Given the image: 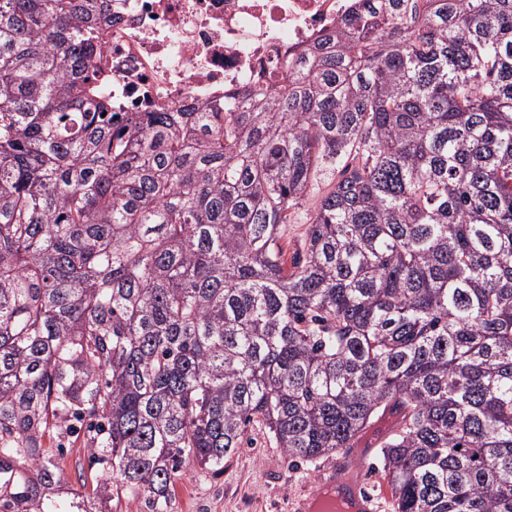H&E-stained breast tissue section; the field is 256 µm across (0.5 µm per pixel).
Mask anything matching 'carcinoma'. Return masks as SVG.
I'll return each instance as SVG.
<instances>
[{"instance_id":"carcinoma-1","label":"carcinoma","mask_w":512,"mask_h":512,"mask_svg":"<svg viewBox=\"0 0 512 512\" xmlns=\"http://www.w3.org/2000/svg\"><path fill=\"white\" fill-rule=\"evenodd\" d=\"M103 2L0 0V512H170L252 424L315 466L385 415L384 512H512V0H376L120 126ZM333 178L334 176L328 172L321 176L307 193L306 198L302 200V205L292 213L288 224L283 225L285 235L281 243L288 245L289 255H292L294 251L300 249L303 245L309 228V224H306L308 210L331 187ZM69 447L64 451L62 459L58 460L65 480L68 485L79 488L84 480L88 479V488L89 485L91 488L90 476L93 477V473L90 475L89 449L84 448L80 442L71 444Z\"/></svg>"}]
</instances>
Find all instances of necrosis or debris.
Listing matches in <instances>:
<instances>
[{
	"label": "necrosis or debris",
	"instance_id": "necrosis-or-debris-1",
	"mask_svg": "<svg viewBox=\"0 0 512 512\" xmlns=\"http://www.w3.org/2000/svg\"><path fill=\"white\" fill-rule=\"evenodd\" d=\"M357 0H107L94 70L115 121L200 110L262 80L332 30Z\"/></svg>",
	"mask_w": 512,
	"mask_h": 512
}]
</instances>
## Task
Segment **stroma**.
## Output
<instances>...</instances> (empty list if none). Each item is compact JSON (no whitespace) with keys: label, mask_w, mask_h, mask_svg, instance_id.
I'll list each match as a JSON object with an SVG mask.
<instances>
[{"label":"stroma","mask_w":512,"mask_h":512,"mask_svg":"<svg viewBox=\"0 0 512 512\" xmlns=\"http://www.w3.org/2000/svg\"><path fill=\"white\" fill-rule=\"evenodd\" d=\"M332 179L329 173L321 176L284 225L283 242L289 251L303 245L307 213ZM320 473V468L290 463L268 431L256 424L247 429L241 448L223 472L185 468L174 486L171 512H295L296 500L312 490Z\"/></svg>","instance_id":"obj_1"}]
</instances>
